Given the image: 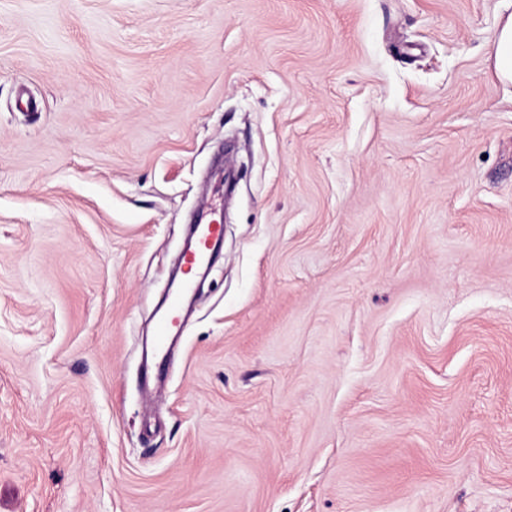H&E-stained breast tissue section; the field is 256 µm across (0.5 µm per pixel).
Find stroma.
<instances>
[{
  "instance_id": "stroma-1",
  "label": "stroma",
  "mask_w": 512,
  "mask_h": 512,
  "mask_svg": "<svg viewBox=\"0 0 512 512\" xmlns=\"http://www.w3.org/2000/svg\"><path fill=\"white\" fill-rule=\"evenodd\" d=\"M511 13L0 0V512H512ZM494 67L501 81L512 83V14L500 23L495 41ZM195 225L197 228L195 250L184 257V265L187 266L188 271L199 264L200 259L209 252L213 243L224 237V224L220 222L209 218L203 222V218H200ZM177 309L178 304L176 301H173L159 323L157 330L158 338L155 344L156 356L151 367V374L154 376H160V368L164 364L169 342L178 336L177 324L180 316H171V313Z\"/></svg>"
}]
</instances>
